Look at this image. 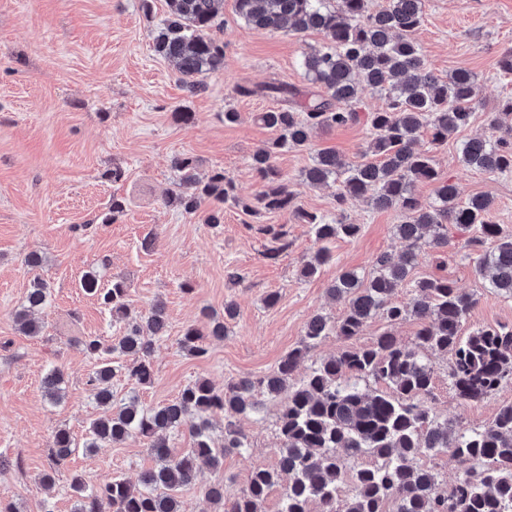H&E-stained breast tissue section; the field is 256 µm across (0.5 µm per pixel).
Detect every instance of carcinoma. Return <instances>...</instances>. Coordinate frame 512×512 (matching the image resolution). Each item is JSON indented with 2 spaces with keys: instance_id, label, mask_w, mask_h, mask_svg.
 <instances>
[{
  "instance_id": "obj_1",
  "label": "carcinoma",
  "mask_w": 512,
  "mask_h": 512,
  "mask_svg": "<svg viewBox=\"0 0 512 512\" xmlns=\"http://www.w3.org/2000/svg\"><path fill=\"white\" fill-rule=\"evenodd\" d=\"M235 0L237 15L258 30L292 33L309 31L323 35V44L303 54L300 65L313 91L303 93L283 83L260 87L238 84L239 96L268 94L281 106L258 114L259 121L276 137L250 157V167L262 183L252 198L238 195L232 179L215 170L202 181L196 160L178 157V191L167 203L189 215L201 211L207 200L217 205L204 211V223H224V205L239 207L251 215L297 213L311 225L318 248L301 268L305 278L315 276L331 255L326 243L354 238L360 225L302 210L288 190L276 158L288 151L309 148L316 129L327 130L360 122L370 130L368 150L374 161L353 164L333 149L317 151L303 171V182L314 187L333 178L340 180L336 207L344 211L349 201L366 200L377 210H396L395 225L406 242L399 255L383 253L365 274L343 270L328 287L333 299L348 302L346 312L334 319L314 315L306 324L302 345L288 352L276 371L263 378L245 377L215 388L205 379L187 384L178 397L158 408L146 409L130 398L113 411L112 379L122 372L138 384L154 376L150 356L154 342L167 333L165 307L152 305L145 315L131 311L125 281L102 288L97 277L85 275L82 287L95 296L113 318L125 325L117 342L107 344L99 336H84L80 349L95 358L97 369L89 378L96 390L101 414L89 423L83 444L66 429L52 438L50 456L64 463L79 447L98 448L144 437L161 465L145 471L139 485L124 479L94 487L82 476L72 478L73 512H181L177 494L192 484L199 464L223 466L224 451L250 447L247 435L227 424L224 441L215 444L212 416L257 414L264 408L262 394L288 396L277 408L281 440L279 463L257 467L247 485L230 492L221 481L203 489L204 496L219 506L218 512H264L270 492L282 488L279 512H512V403L501 406L493 420L480 429H464L433 413V374L430 355L451 352L450 377L457 396L480 403L512 378V326L482 327L467 336L461 328L476 304L446 277L425 278L413 285L407 304L395 300L397 288L415 266L417 251L428 246L439 252L448 247V225H479V245L485 239L495 247L475 258L477 273L488 278V287L512 297V235L502 233L491 219L492 200L476 195L461 205L455 187L438 181L431 148L421 139L427 129L431 143L443 144L448 135L469 125L480 106L477 79L465 69L441 78L428 66L415 35L424 21L426 0H384L376 10L370 0ZM168 16L158 32L155 52L175 66L179 83L195 95L202 78L224 68V42L216 35L223 0H166ZM380 94L384 105L360 115L356 105L364 91ZM512 96L500 112L485 113L486 133L464 141L459 160L490 176L512 174ZM420 182H435V198L424 202L416 194ZM126 199L112 196L103 222L125 215ZM266 234L276 242L267 250L275 259L288 248L286 234L269 225ZM51 302V289L35 278L23 302L14 310L18 329L39 336L43 325L35 312ZM233 303L224 305V316L205 312L207 330L186 329L181 349L194 357L207 354L204 338H224V318H234ZM394 326L407 320L419 322L413 340L405 343L392 330L382 332L369 345L348 346L322 360L298 384L294 373L309 350L323 338L335 335L351 340L376 316ZM131 357V363L115 365L112 354ZM63 372L56 366L44 377V388L54 403L64 393ZM188 428L192 447L175 451L163 437L167 430ZM449 454L463 469L450 484L438 474L417 468L423 455ZM366 456L371 463L362 465ZM350 483L348 496L340 488Z\"/></svg>"
}]
</instances>
